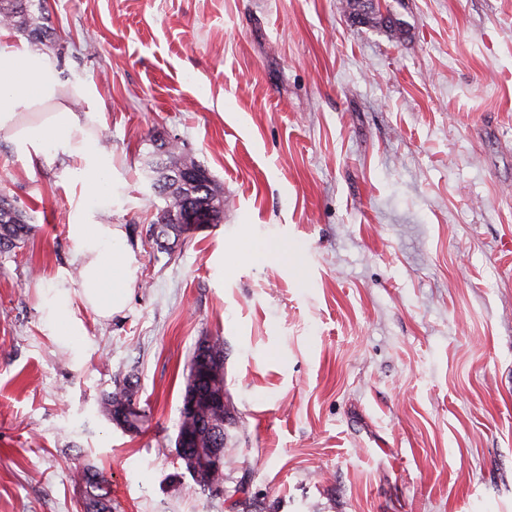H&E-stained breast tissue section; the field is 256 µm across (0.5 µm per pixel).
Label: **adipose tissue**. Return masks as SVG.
Instances as JSON below:
<instances>
[{
    "instance_id": "adipose-tissue-1",
    "label": "adipose tissue",
    "mask_w": 512,
    "mask_h": 512,
    "mask_svg": "<svg viewBox=\"0 0 512 512\" xmlns=\"http://www.w3.org/2000/svg\"><path fill=\"white\" fill-rule=\"evenodd\" d=\"M84 99L86 109L72 111L71 98ZM102 114L90 88H64L46 56L36 51L0 47V140L27 156L61 154L76 158L75 177L86 194H112V165L96 145ZM79 265L78 277L59 271L43 303V325L64 344H78L85 329L71 314L80 299L98 316L112 317L128 304L138 270L136 253L124 229L100 224L90 212L74 215L67 226Z\"/></svg>"
}]
</instances>
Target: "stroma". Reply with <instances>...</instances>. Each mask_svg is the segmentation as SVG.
Instances as JSON below:
<instances>
[{
	"label": "stroma",
	"mask_w": 512,
	"mask_h": 512,
	"mask_svg": "<svg viewBox=\"0 0 512 512\" xmlns=\"http://www.w3.org/2000/svg\"><path fill=\"white\" fill-rule=\"evenodd\" d=\"M46 0L62 83L103 109L111 198L73 160L0 140L28 240L0 254V512H225L175 447L188 366L224 341L239 512H512V0ZM178 143L224 220L165 246L153 167ZM122 225L126 309L82 302L78 349L42 297L77 206ZM138 379L139 432L103 397ZM371 0H348L347 2V5L350 9V14L352 15H359V14H363L364 15V22L361 23V24H367V26H371V27H380V28H383L382 26H384L385 28H383L385 30L386 33L389 34V36L391 38H395V39H400L401 36L404 34L402 31H396V30H392L390 29V27L388 26H385L384 23L380 20V18H382V13L380 12V8H379V1H376V7L373 8V1H371V4L370 3H366V2H370ZM371 5V7H370ZM372 9L371 12L368 11V9ZM380 24L382 26H380ZM74 477L85 489V512H112V498L101 473L87 466L76 470Z\"/></svg>",
	"instance_id": "35a3bbf8"
}]
</instances>
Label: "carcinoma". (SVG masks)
<instances>
[{"mask_svg":"<svg viewBox=\"0 0 512 512\" xmlns=\"http://www.w3.org/2000/svg\"><path fill=\"white\" fill-rule=\"evenodd\" d=\"M32 0H0V24L17 28L27 33L34 43H52L51 33L46 27L33 21L30 12ZM347 5L352 15H364V23L371 27L382 24V13L379 7H370L368 0H348ZM162 176L155 183L158 194L165 205L160 208L157 223L152 225L153 235L158 239L170 237L180 238L190 232V229L180 223L184 204L188 201L198 206L217 205L214 223L224 220V192L213 178L204 182L189 184L182 178V170L195 167L197 163L171 147L161 158ZM31 231L26 215L4 194H0V253L9 252L21 245ZM132 377L126 376L119 386L106 395L105 409L113 421H118L115 406L123 401H129L135 394ZM75 481L85 489V512H112V498L107 488L104 476L97 470L87 466L75 471Z\"/></svg>","mask_w":512,"mask_h":512,"instance_id":"cac0c4a2","label":"carcinoma"}]
</instances>
